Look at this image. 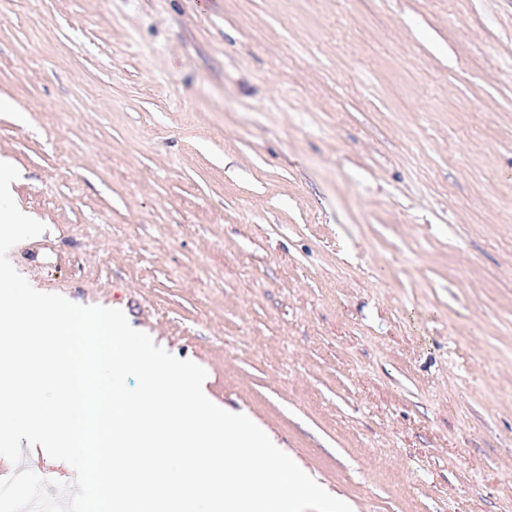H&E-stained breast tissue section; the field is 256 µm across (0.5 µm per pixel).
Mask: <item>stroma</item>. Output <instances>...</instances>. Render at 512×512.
<instances>
[{
	"label": "stroma",
	"mask_w": 512,
	"mask_h": 512,
	"mask_svg": "<svg viewBox=\"0 0 512 512\" xmlns=\"http://www.w3.org/2000/svg\"><path fill=\"white\" fill-rule=\"evenodd\" d=\"M1 160L352 512H512V0H0Z\"/></svg>",
	"instance_id": "35a3bbf8"
}]
</instances>
